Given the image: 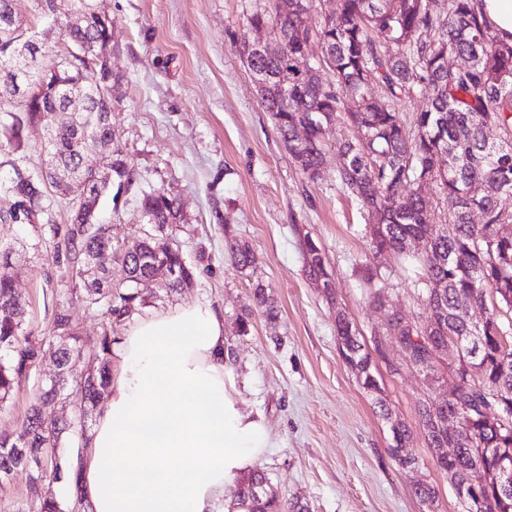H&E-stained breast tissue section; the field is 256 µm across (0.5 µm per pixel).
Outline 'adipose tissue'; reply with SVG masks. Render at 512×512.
<instances>
[{"instance_id": "ef3b65f1", "label": "adipose tissue", "mask_w": 512, "mask_h": 512, "mask_svg": "<svg viewBox=\"0 0 512 512\" xmlns=\"http://www.w3.org/2000/svg\"><path fill=\"white\" fill-rule=\"evenodd\" d=\"M224 358V322L209 304L131 326L108 400L70 452L88 512H243L231 490L272 433L242 408Z\"/></svg>"}]
</instances>
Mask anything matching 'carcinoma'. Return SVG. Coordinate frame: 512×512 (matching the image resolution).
<instances>
[{"label": "carcinoma", "mask_w": 512, "mask_h": 512, "mask_svg": "<svg viewBox=\"0 0 512 512\" xmlns=\"http://www.w3.org/2000/svg\"><path fill=\"white\" fill-rule=\"evenodd\" d=\"M437 12L430 0H269L247 17L246 31L234 48L253 79L270 78L260 98L270 113L280 141L295 168L316 181L329 152L336 153V183L355 196L375 226L370 252L377 257L396 255L425 315L406 318L392 312L385 326L374 332L406 353L404 369L423 377L428 393L418 407L419 427L436 468L451 488L462 485L471 469L480 464L495 470L512 452V427L489 424L481 412L486 400L512 418V43L502 42L478 7L480 0H446ZM321 13L323 22L307 24L308 12ZM265 28L288 40V51L264 56L249 44V31ZM98 16L89 15L80 28H64L66 44L81 47L93 57L92 45L103 39ZM316 43L325 61L312 62L305 73L294 62ZM40 67L22 70L17 58L5 52L0 41V103L22 104L25 119L8 124L11 137L21 143L24 130L33 125L48 129L52 165L36 174L15 176L5 191L18 198L21 213L0 214V221L19 222L44 210L43 183L60 176L70 179L81 194L87 184L79 181L85 169V138L112 144V173L118 185L130 186L136 175L119 143L100 117L112 112V100L98 89L99 67L85 63L78 70L59 64L56 54L43 55ZM81 92L89 107L52 127L50 112L64 110L67 94ZM424 107L407 124L396 103L414 96ZM343 121L351 138L332 144L329 128ZM304 125L308 138L294 137ZM499 131V141L487 130ZM450 199L453 209L435 213L427 188ZM479 212L484 223H472ZM140 218L146 227L140 249L127 253L112 241L110 226L72 224L64 233L70 282L64 294L82 298L103 317L101 332L81 336L65 306L58 305L53 319L54 340L48 342L27 328L21 315L25 305L5 271H0V410L12 399L23 379L49 353L58 362L57 383H44L33 393L25 418L14 431L0 432V482L13 474H26L30 483L47 476L54 483L78 484L71 472L70 451L86 438L82 415L105 392L112 373V324L121 323L144 306L139 283L167 274L161 280L168 294L190 288L195 267L187 262L177 237L183 216L176 199L151 189L142 191ZM417 239L420 250L407 241ZM302 255L307 276L317 281L330 275L321 243L306 233ZM231 260L244 276L256 277L249 246L231 247ZM120 264L124 277L112 281V265ZM94 268V277L77 273ZM367 298L386 306L389 289L372 271L364 277ZM494 297L500 310L491 311L477 324L467 304L474 296ZM247 312L238 318V332H249L253 312L270 321L278 311L268 288L257 281ZM338 348L357 382L372 398L387 421L389 456L403 469L418 467L408 445L411 428L392 410L378 379L375 359L365 349V338L356 331L347 313L336 312ZM457 339L460 350L448 358V341ZM75 358L92 360L87 374L68 377ZM451 386L447 396L437 393ZM79 402L80 415L69 420L50 418L46 411L60 397ZM461 418L462 431L448 432V418ZM457 449L448 459V449ZM412 493L433 508L437 492L418 481ZM233 495L246 512H308L298 499H285L274 490L265 471L255 469L234 487ZM481 512H512V496L502 497L495 486L482 490ZM22 512H85L79 493L63 499L41 498Z\"/></svg>", "instance_id": "carcinoma-1"}]
</instances>
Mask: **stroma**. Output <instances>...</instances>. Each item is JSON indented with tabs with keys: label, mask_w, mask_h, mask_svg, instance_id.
Instances as JSON below:
<instances>
[{
	"label": "stroma",
	"mask_w": 512,
	"mask_h": 512,
	"mask_svg": "<svg viewBox=\"0 0 512 512\" xmlns=\"http://www.w3.org/2000/svg\"><path fill=\"white\" fill-rule=\"evenodd\" d=\"M264 0H106L112 19V132L136 170L134 185L113 190L101 217L120 247L140 237L139 200L154 188L175 197L185 225V257L196 267L194 287L167 295L142 285V317L186 303L211 304L224 320L229 368L246 410L267 419L274 438L261 457L281 496L297 497L309 512H458L447 478L435 467L418 427L417 405L427 392L414 373L380 367L387 399L413 429L419 460L404 470L390 458L388 427L343 361L336 339L337 309H345L363 336L385 322L368 305L364 266L374 263L404 316L421 313L398 259H371L365 213L335 180L328 154L317 181L305 179L282 147L264 112L250 72L233 42ZM40 138L15 144L0 126V179L40 163ZM35 223L0 221V249L11 250L7 269L26 305V322L49 336L67 261L57 244L71 222L67 199L49 193ZM311 233L324 246L335 283L327 299L305 272L301 239ZM249 245L257 274L276 302L278 317L253 314L247 335L236 318L252 283L231 264L227 245ZM47 357L0 411V431L14 428L42 377ZM433 484L438 498L426 510L413 497L416 481ZM55 484L35 486L19 473L0 485V512H20L31 500L59 494Z\"/></svg>",
	"instance_id": "1"
}]
</instances>
